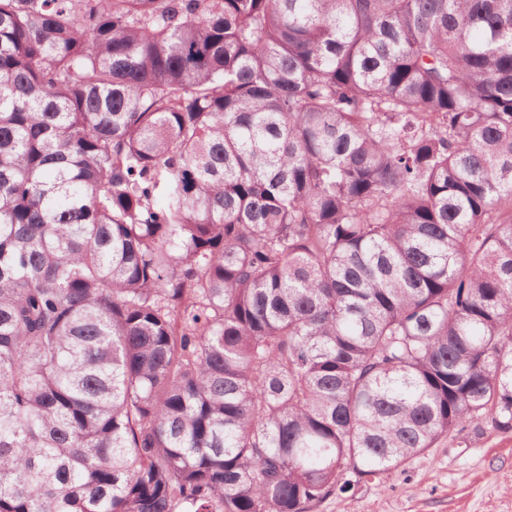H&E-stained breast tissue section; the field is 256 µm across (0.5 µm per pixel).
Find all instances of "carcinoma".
<instances>
[{
  "label": "carcinoma",
  "mask_w": 512,
  "mask_h": 512,
  "mask_svg": "<svg viewBox=\"0 0 512 512\" xmlns=\"http://www.w3.org/2000/svg\"><path fill=\"white\" fill-rule=\"evenodd\" d=\"M512 434V0H0V512H318Z\"/></svg>",
  "instance_id": "cac0c4a2"
}]
</instances>
